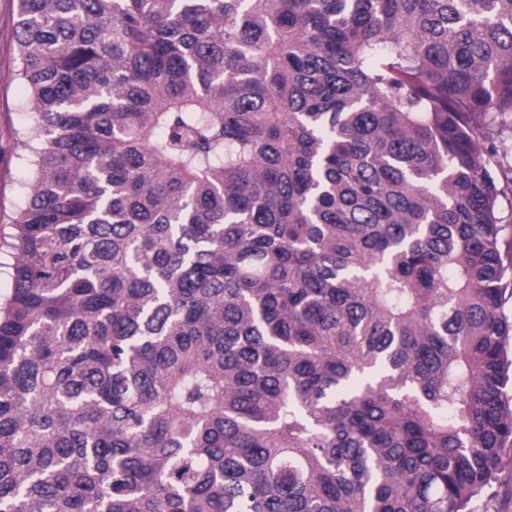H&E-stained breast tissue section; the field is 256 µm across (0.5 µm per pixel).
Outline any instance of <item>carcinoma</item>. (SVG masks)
I'll use <instances>...</instances> for the list:
<instances>
[{
	"instance_id": "1",
	"label": "carcinoma",
	"mask_w": 512,
	"mask_h": 512,
	"mask_svg": "<svg viewBox=\"0 0 512 512\" xmlns=\"http://www.w3.org/2000/svg\"><path fill=\"white\" fill-rule=\"evenodd\" d=\"M15 39L0 512H473L512 0H17Z\"/></svg>"
}]
</instances>
